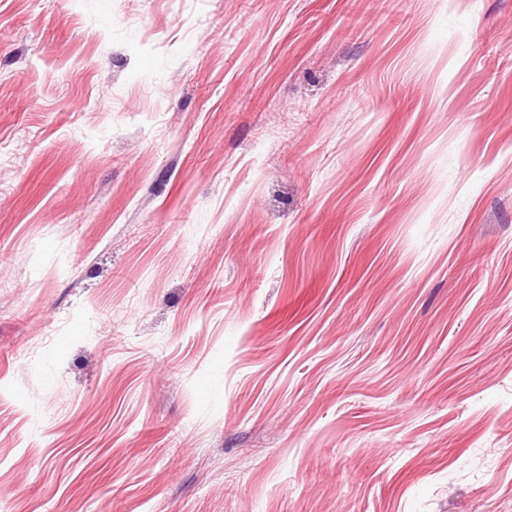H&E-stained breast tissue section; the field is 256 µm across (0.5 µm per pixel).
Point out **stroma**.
I'll return each mask as SVG.
<instances>
[{
    "label": "stroma",
    "mask_w": 512,
    "mask_h": 512,
    "mask_svg": "<svg viewBox=\"0 0 512 512\" xmlns=\"http://www.w3.org/2000/svg\"><path fill=\"white\" fill-rule=\"evenodd\" d=\"M0 512H512V0H0Z\"/></svg>",
    "instance_id": "obj_1"
}]
</instances>
